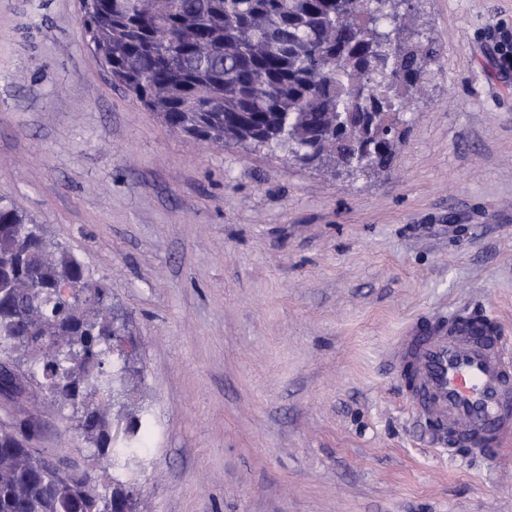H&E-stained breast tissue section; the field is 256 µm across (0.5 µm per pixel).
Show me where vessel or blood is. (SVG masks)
<instances>
[{"instance_id": "1", "label": "vessel or blood", "mask_w": 512, "mask_h": 512, "mask_svg": "<svg viewBox=\"0 0 512 512\" xmlns=\"http://www.w3.org/2000/svg\"><path fill=\"white\" fill-rule=\"evenodd\" d=\"M388 362L415 416L472 453L512 443V340L488 318L410 324Z\"/></svg>"}]
</instances>
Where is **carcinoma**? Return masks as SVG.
I'll list each match as a JSON object with an SVG mask.
<instances>
[{
	"mask_svg": "<svg viewBox=\"0 0 512 512\" xmlns=\"http://www.w3.org/2000/svg\"><path fill=\"white\" fill-rule=\"evenodd\" d=\"M396 0H87L85 33L101 65L166 127L211 143L261 132L267 145L306 148L347 161L336 114L402 111L437 49L412 41L411 14ZM0 352L34 361L40 386L76 413L93 446L78 472L48 466L51 452L15 444L0 428V512H107L121 486L112 464L139 456L112 433L97 395L123 387L112 367L107 289L47 240L12 202L0 200Z\"/></svg>",
	"mask_w": 512,
	"mask_h": 512,
	"instance_id": "1",
	"label": "carcinoma"
}]
</instances>
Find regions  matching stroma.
<instances>
[{
    "label": "stroma",
    "instance_id": "35a3bbf8",
    "mask_svg": "<svg viewBox=\"0 0 512 512\" xmlns=\"http://www.w3.org/2000/svg\"><path fill=\"white\" fill-rule=\"evenodd\" d=\"M438 56L390 165L337 174L166 127L79 0H0V198L105 285L137 340L114 418L150 430L137 512H512V453L449 448L386 366L410 323L512 338V0H414ZM88 456L35 382L0 393Z\"/></svg>",
    "mask_w": 512,
    "mask_h": 512
}]
</instances>
